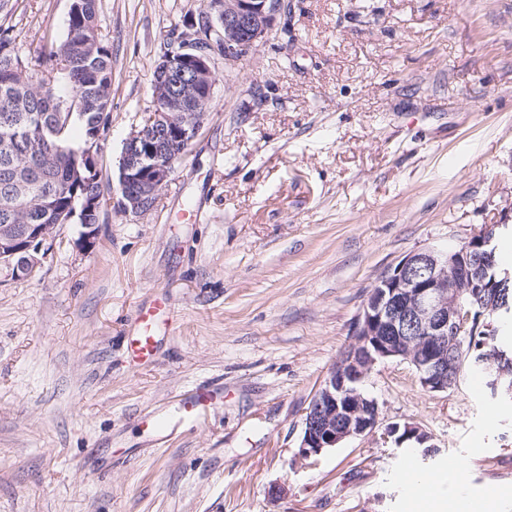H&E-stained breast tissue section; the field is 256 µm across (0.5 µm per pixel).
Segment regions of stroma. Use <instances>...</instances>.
I'll use <instances>...</instances> for the list:
<instances>
[{
    "mask_svg": "<svg viewBox=\"0 0 512 512\" xmlns=\"http://www.w3.org/2000/svg\"><path fill=\"white\" fill-rule=\"evenodd\" d=\"M235 66L210 54L208 119L154 208L63 224L40 272L0 266V512H436L413 475L466 464L456 512H512V405L462 372L432 393L405 362L364 381L388 423L295 462L315 388L374 281L410 252L497 225L512 269V0H287ZM207 0H97L112 42L116 185L152 107L169 31ZM19 54L67 33L70 0H11ZM175 323L147 366L126 336L155 295ZM223 403L161 439L138 424L181 391ZM283 486L280 496L270 490Z\"/></svg>",
    "mask_w": 512,
    "mask_h": 512,
    "instance_id": "stroma-1",
    "label": "stroma"
}]
</instances>
